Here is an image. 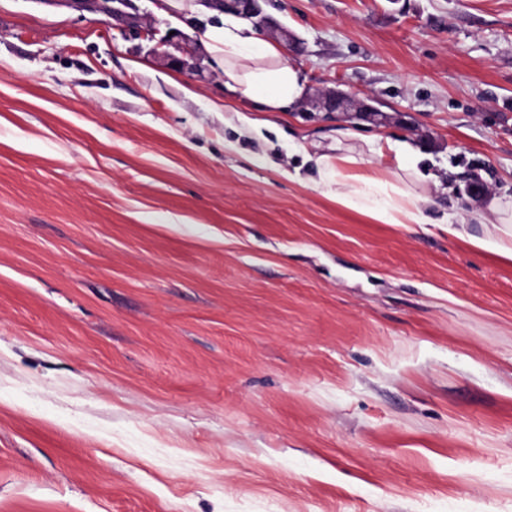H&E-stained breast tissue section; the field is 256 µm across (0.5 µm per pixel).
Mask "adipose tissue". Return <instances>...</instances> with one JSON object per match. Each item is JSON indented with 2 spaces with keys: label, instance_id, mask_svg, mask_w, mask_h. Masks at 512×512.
Segmentation results:
<instances>
[{
  "label": "adipose tissue",
  "instance_id": "ef3b65f1",
  "mask_svg": "<svg viewBox=\"0 0 512 512\" xmlns=\"http://www.w3.org/2000/svg\"><path fill=\"white\" fill-rule=\"evenodd\" d=\"M204 46L223 71L225 88L254 102L256 111L284 112L300 100L304 90L301 73L286 62L283 48L258 38L235 16L212 14ZM353 163L347 155H322L314 160L323 183L337 186L338 202L387 224L421 223L422 216L407 191L396 187L391 194H383V181L353 171Z\"/></svg>",
  "mask_w": 512,
  "mask_h": 512
}]
</instances>
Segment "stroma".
Here are the masks:
<instances>
[{
  "mask_svg": "<svg viewBox=\"0 0 512 512\" xmlns=\"http://www.w3.org/2000/svg\"><path fill=\"white\" fill-rule=\"evenodd\" d=\"M157 2L0 0V512H512V260L439 228L512 214V0H266L306 95L394 119L258 132ZM370 97L357 98L342 90L331 88L322 90L307 101V105L319 112H351L354 117L376 125L394 119L373 104ZM313 161L323 183L333 184L349 190L337 191L336 200L348 207L368 212L386 224H420L422 216L414 211V200L404 189L391 185L392 194L386 192V185L374 176L353 172L351 165L355 159L347 155H321L309 157ZM354 184H361L362 190L351 189ZM385 185V187H384ZM379 190L385 197H379Z\"/></svg>",
  "mask_w": 512,
  "mask_h": 512,
  "instance_id": "1",
  "label": "stroma"
}]
</instances>
